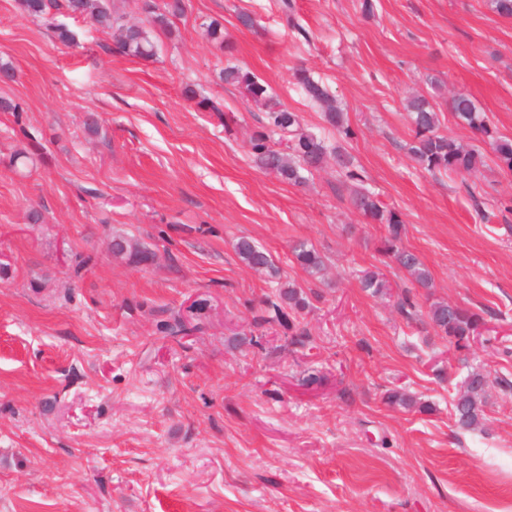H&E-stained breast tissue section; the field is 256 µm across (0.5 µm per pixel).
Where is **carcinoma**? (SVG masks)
Returning a JSON list of instances; mask_svg holds the SVG:
<instances>
[{
	"label": "carcinoma",
	"mask_w": 512,
	"mask_h": 512,
	"mask_svg": "<svg viewBox=\"0 0 512 512\" xmlns=\"http://www.w3.org/2000/svg\"><path fill=\"white\" fill-rule=\"evenodd\" d=\"M23 14L38 18L55 11L62 15L87 14L98 25L113 30L114 49L117 53L148 60L156 55V45L150 29L170 26V18L183 11L182 0H168L164 11L155 12L152 5L144 3L149 14L147 23L128 24L120 21L112 12V0H19ZM221 78L224 83L244 88L254 102L266 108V121L271 130H278L292 136L291 143L280 149L272 142L270 134L261 131L250 141V154L256 166L266 172L276 174L281 180L293 185L307 181L308 176L332 158L344 181L361 180V175L352 169L351 157L336 147H330L318 136L299 131L298 113L288 110L268 93V87L254 74L236 65L224 67ZM294 78L302 94L316 103L322 112L323 121L330 128L349 137L353 132L347 121V114L336 97L322 81L315 79L305 70L295 72ZM407 111L413 125L414 141L409 147L411 159L429 173L454 172L469 174L477 170L481 157L474 151L459 144L451 137L437 133L439 124L435 106L425 97H414L407 101ZM450 111L457 121L485 136L497 160L512 170V139L498 137L491 129L487 117L476 106L472 98L458 94L450 100ZM351 204L366 219L387 227L383 250L395 264L406 271L421 288L430 287V276L419 257L401 244L403 220L398 212L384 207L375 197L362 188L352 190ZM236 253L246 267L256 272H266L269 276L278 275L270 255L249 238H241L235 246ZM112 252L126 255L135 264H148L155 253L146 247L128 244L121 238L112 240ZM296 262L312 275L324 270L320 254L313 248L303 245L294 250ZM365 291L375 297L388 288L385 280L375 272H366L361 277ZM307 302L298 289L290 285L280 290L275 298L265 302V316L261 321L267 324L278 323L288 329L290 343L303 345L309 338L306 325L298 318L290 316L306 308ZM400 315L408 320L422 316L414 298L405 294L397 305ZM432 327L448 337L455 351L470 348V339L483 325V318L457 305L435 302L427 312ZM164 332L177 336L198 329L179 317L162 324ZM504 380L488 374L473 371L464 381L463 389L456 393L451 402V415L456 426L468 431L476 427L484 416L485 395L493 385H501Z\"/></svg>",
	"instance_id": "cac0c4a2"
}]
</instances>
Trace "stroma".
<instances>
[{
	"mask_svg": "<svg viewBox=\"0 0 512 512\" xmlns=\"http://www.w3.org/2000/svg\"><path fill=\"white\" fill-rule=\"evenodd\" d=\"M295 3L310 41L284 27L279 0H184L142 60L89 17H65V45L54 16L0 0V64L15 71L0 98L19 107L0 112V512H512V389L489 390L475 430L450 414L468 372L512 382V173L448 107L469 95L512 137V18L491 0ZM214 20L220 44L205 37ZM230 63L351 156L431 288L383 253L385 225L352 207L334 164L300 186L256 168L264 109L220 79ZM299 69L336 96L353 138L327 131ZM418 93L439 133L482 153L471 175L411 160ZM116 235L154 262L113 256ZM243 236L278 278L240 261ZM301 242L323 275L295 263ZM367 271L383 295L362 289ZM288 283L310 302L304 347L259 321ZM407 292L482 315L465 357L402 319ZM181 315L204 332L162 333ZM395 389L427 411L387 404Z\"/></svg>",
	"mask_w": 512,
	"mask_h": 512,
	"instance_id": "stroma-1",
	"label": "stroma"
}]
</instances>
